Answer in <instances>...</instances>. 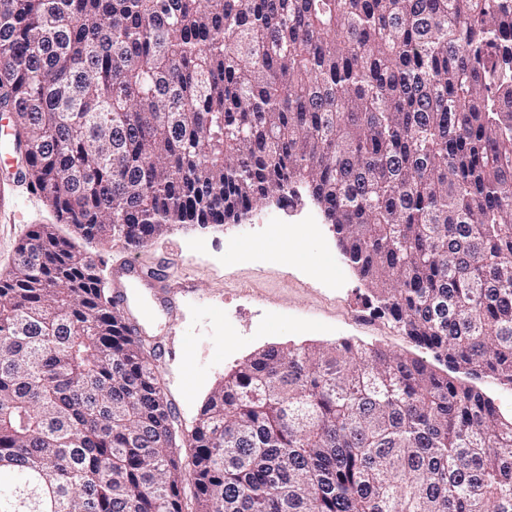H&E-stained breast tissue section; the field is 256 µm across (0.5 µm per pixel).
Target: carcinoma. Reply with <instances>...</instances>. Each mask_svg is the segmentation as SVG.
Here are the masks:
<instances>
[{
    "label": "carcinoma",
    "instance_id": "carcinoma-1",
    "mask_svg": "<svg viewBox=\"0 0 512 512\" xmlns=\"http://www.w3.org/2000/svg\"><path fill=\"white\" fill-rule=\"evenodd\" d=\"M0 112L87 240L238 222L302 181L384 315L512 387V0H0ZM0 279V512H512V415L420 357L269 346L192 469L94 259Z\"/></svg>",
    "mask_w": 512,
    "mask_h": 512
}]
</instances>
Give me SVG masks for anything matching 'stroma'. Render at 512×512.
Instances as JSON below:
<instances>
[{"instance_id": "stroma-1", "label": "stroma", "mask_w": 512, "mask_h": 512, "mask_svg": "<svg viewBox=\"0 0 512 512\" xmlns=\"http://www.w3.org/2000/svg\"><path fill=\"white\" fill-rule=\"evenodd\" d=\"M10 171V164L0 165V180L13 199L0 211V278L14 267L17 246L32 227L54 224L61 234L70 232L56 224L38 194L9 180ZM285 243L294 248L286 258L279 253ZM76 245L107 272L135 258L157 277L188 281L173 313L153 289L132 291L135 304L156 307L142 344L172 351L156 365L175 413L177 453L185 464L192 455L189 435L207 397L228 371L258 350L351 339L433 358L369 307L364 282L306 198L291 207L262 204L242 223L218 229L176 228L140 248L83 239Z\"/></svg>"}]
</instances>
